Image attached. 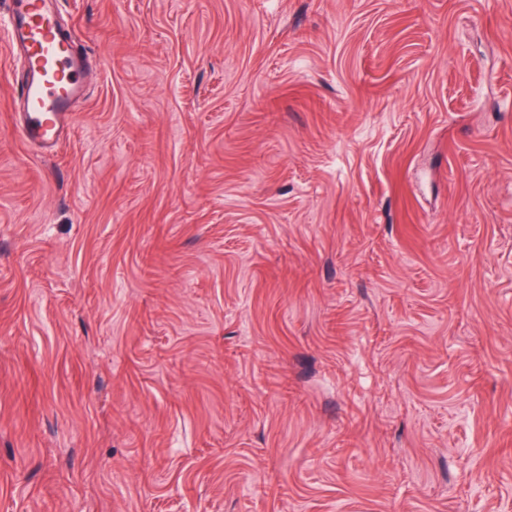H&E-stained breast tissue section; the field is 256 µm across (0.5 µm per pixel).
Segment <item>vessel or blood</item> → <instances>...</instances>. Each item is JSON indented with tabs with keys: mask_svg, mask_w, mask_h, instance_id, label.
<instances>
[{
	"mask_svg": "<svg viewBox=\"0 0 512 512\" xmlns=\"http://www.w3.org/2000/svg\"><path fill=\"white\" fill-rule=\"evenodd\" d=\"M0 35L10 54L24 60L16 98L21 138L44 154L65 137L78 102L85 97V60L73 33L61 26L52 0H4Z\"/></svg>",
	"mask_w": 512,
	"mask_h": 512,
	"instance_id": "1",
	"label": "vessel or blood"
}]
</instances>
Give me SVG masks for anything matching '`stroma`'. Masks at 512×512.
<instances>
[{
    "label": "stroma",
    "mask_w": 512,
    "mask_h": 512,
    "mask_svg": "<svg viewBox=\"0 0 512 512\" xmlns=\"http://www.w3.org/2000/svg\"><path fill=\"white\" fill-rule=\"evenodd\" d=\"M0 42V512H512V0H58ZM53 0H4L5 46L24 60L16 98L21 138L43 154L59 147L85 97V60L74 49L73 33L56 18Z\"/></svg>",
    "instance_id": "1"
}]
</instances>
